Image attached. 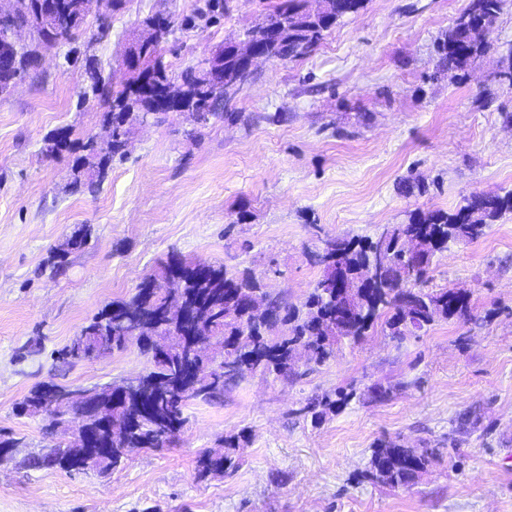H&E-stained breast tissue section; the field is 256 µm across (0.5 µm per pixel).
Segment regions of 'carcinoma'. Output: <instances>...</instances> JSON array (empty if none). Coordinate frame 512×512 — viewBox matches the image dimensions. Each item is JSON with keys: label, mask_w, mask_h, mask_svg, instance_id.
<instances>
[{"label": "carcinoma", "mask_w": 512, "mask_h": 512, "mask_svg": "<svg viewBox=\"0 0 512 512\" xmlns=\"http://www.w3.org/2000/svg\"><path fill=\"white\" fill-rule=\"evenodd\" d=\"M39 32L36 43L50 46L69 44L78 37L75 21L76 6L82 0H62ZM366 0H322L316 11L308 0H279L265 16L267 24L279 30L260 45L261 52L277 61H286L308 54L342 18L355 15L365 7ZM502 0H470L468 7L448 27L439 39L436 51L446 70L464 71L477 57L483 55L491 43H483L466 36L467 29L483 24L497 23ZM167 26L155 34L141 61V72L151 74L162 84L170 78L163 61L160 44L172 28L180 25L193 27L196 17L176 19L157 13L144 21L148 25L160 19ZM140 72L131 74L121 89H116L97 71L91 72L92 89L97 92L107 111L100 121L112 129V139L99 145L94 138H58L53 132L43 140L42 153L50 158L65 154L72 158L70 187L94 193L106 180L112 161L127 156V144L133 128L143 121L163 122L168 112L157 110L138 96L136 84ZM177 79L182 96L186 98L188 118L197 124L210 119H222L219 111L224 94L202 90V67H189ZM512 214V190L476 193L465 199V204L450 213L443 210L419 211L410 215L404 224H392L381 235L393 252L392 264L373 284L366 279L372 268L374 241L328 236L322 239V248L316 254L321 276L299 307L290 306L280 295H267L265 310L257 314L248 303L252 292L261 282L253 275L231 273L222 264L189 261L171 256L161 263L157 272L144 279L136 292L127 298L107 303L89 323L113 315L138 324L136 338L112 335V350H124L135 344L148 354L155 345L154 337L165 335L159 328L169 289L164 283L177 276L181 284L182 321L177 325L178 335L191 336L204 345L213 343L215 352L197 363L200 375L185 382L181 370L186 351L180 343L169 340L161 357L150 355L151 369L141 379V387L131 393L122 388V382L112 383V391H96L93 399L107 407L113 419L126 428L121 447L129 449L122 454L112 451V463L104 471L125 467L130 454L150 448H160L170 442L184 427L183 408L190 399L206 402L220 401L224 386L214 378L224 370V364L235 363L248 356L255 357L253 371L275 375L298 373L293 365L297 350L308 353V364L321 365L336 357V346L344 340L358 342L371 335L375 328L389 331L391 336L414 335L435 321L452 318L468 319L471 306L468 296L454 289L427 290L432 259L450 243H472L481 239L490 225ZM410 235L423 243L428 258L415 267L410 265L399 249V240ZM92 236L89 224H80L72 230L63 253H52L47 260L53 273L64 268L66 253L84 247ZM350 394L342 390L313 398L306 406L311 419L318 421L346 403ZM27 406L30 415L48 412L42 408L40 387L32 388L19 403ZM240 439L230 436L223 446L203 452L197 460L198 477H218L238 467L240 457L236 448ZM78 448H50L28 458L27 466L34 469L57 468L79 472L76 466ZM434 453L427 448H406L388 442L376 448L368 463L371 479L391 488L409 486L430 464Z\"/></svg>", "instance_id": "obj_1"}]
</instances>
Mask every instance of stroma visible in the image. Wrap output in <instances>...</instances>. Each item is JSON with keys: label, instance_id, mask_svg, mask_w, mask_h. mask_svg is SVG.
<instances>
[{"label": "stroma", "instance_id": "stroma-1", "mask_svg": "<svg viewBox=\"0 0 512 512\" xmlns=\"http://www.w3.org/2000/svg\"><path fill=\"white\" fill-rule=\"evenodd\" d=\"M204 3L126 0L107 37L39 48L37 77L0 97V429L21 439L0 461V512H512L511 214L433 260L432 287L466 291L470 319L342 342L334 360L297 377L245 374L222 402L188 401L170 445L109 475L26 467L65 441L16 415L34 386H101L149 369L134 345L72 365L58 353L169 256L251 270L298 306L325 236L364 238L414 211L512 190V88L495 80L512 53V0L490 50L452 73L440 72L435 44L469 0H367L306 56L258 63L227 106L238 120L171 113L135 130L99 191H67L69 157L41 148L61 127L99 134L105 106L88 92L90 68L124 84L121 57L143 20ZM266 8L230 0L219 20L174 30L162 44L170 74ZM78 224L92 226L89 244L52 274L48 257ZM375 385L394 392L372 401ZM338 389L350 400L312 421L308 402ZM229 435L241 438L240 467L198 480L201 452ZM384 441L437 455L391 489L364 476Z\"/></svg>", "mask_w": 512, "mask_h": 512}]
</instances>
